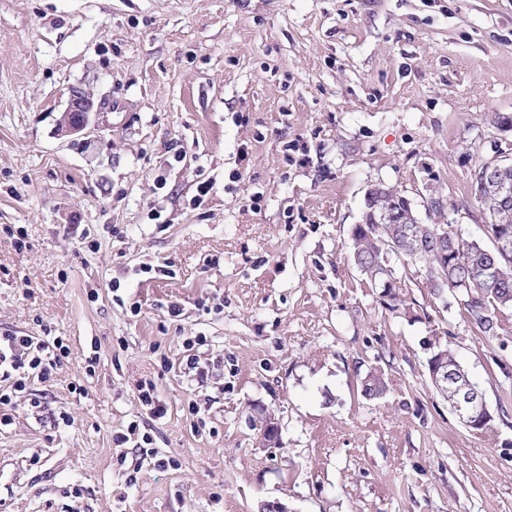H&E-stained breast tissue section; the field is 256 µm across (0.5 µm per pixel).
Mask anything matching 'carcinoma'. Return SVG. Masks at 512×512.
Masks as SVG:
<instances>
[{"label": "carcinoma", "mask_w": 512, "mask_h": 512, "mask_svg": "<svg viewBox=\"0 0 512 512\" xmlns=\"http://www.w3.org/2000/svg\"><path fill=\"white\" fill-rule=\"evenodd\" d=\"M476 202L486 211L488 224L486 233L489 240L497 234L498 199L490 195L475 197ZM401 238V225H375L362 219V225L351 231L353 258L362 274L373 277L380 273L385 264L381 241ZM426 255L423 262L427 268V288L435 293L433 281L444 278L448 286L465 282L473 296V306L468 311L469 320L485 336H492L497 329L495 313L512 307V252L501 254L496 247L487 246L477 240H463L461 249L444 255L431 241L425 242ZM494 265L499 270L498 281L489 286L480 277L479 270ZM387 392L384 373L369 371L360 381V395L366 400H377Z\"/></svg>", "instance_id": "cac0c4a2"}]
</instances>
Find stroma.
Wrapping results in <instances>:
<instances>
[{
    "label": "stroma",
    "instance_id": "1",
    "mask_svg": "<svg viewBox=\"0 0 512 512\" xmlns=\"http://www.w3.org/2000/svg\"><path fill=\"white\" fill-rule=\"evenodd\" d=\"M75 89L96 110L65 134ZM508 118L512 0H0V335L70 349L0 428V512H512V308L483 336L411 264L388 311L349 237L382 184L484 240ZM194 336L219 375L186 372ZM438 343L482 432L430 383ZM134 421L171 467L114 442ZM433 350L448 354L446 357L440 352H433L427 361L428 373L433 385L438 388L448 384L454 386L457 398L452 411L472 432L479 433L492 419L483 391L469 379L461 366L456 371L448 370V363L449 368H457V364H460L448 347L436 346ZM387 392V383L382 371H369L360 381V395L365 400H377ZM137 399L152 418L161 419L167 414V407L158 397L155 385L151 381L138 384Z\"/></svg>",
    "mask_w": 512,
    "mask_h": 512
}]
</instances>
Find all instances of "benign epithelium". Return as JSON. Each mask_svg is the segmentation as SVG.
<instances>
[{
    "mask_svg": "<svg viewBox=\"0 0 512 512\" xmlns=\"http://www.w3.org/2000/svg\"><path fill=\"white\" fill-rule=\"evenodd\" d=\"M93 107L94 103L88 94L82 90L73 91L61 120V131L69 134L83 131L89 122ZM483 188L500 199L501 218L508 219L512 214L509 211V207L512 206V162H496L490 165L483 177ZM396 214L400 216L398 223L403 225V236L397 242H381L384 253L389 255L402 251L410 261L416 263L421 259L420 228L423 224L418 221L411 200L405 196L400 197ZM427 368L433 385L454 386L456 401L452 411L464 425L475 433L485 429L492 419L489 406L483 391L469 379L465 370L448 369V357L439 352L431 354L427 361ZM262 436L270 445L277 446L280 443L278 424L269 414L264 419Z\"/></svg>",
    "mask_w": 512,
    "mask_h": 512,
    "instance_id": "7a95c632",
    "label": "benign epithelium"
}]
</instances>
